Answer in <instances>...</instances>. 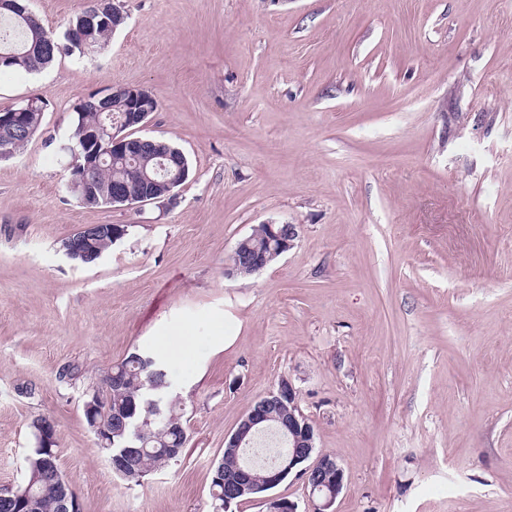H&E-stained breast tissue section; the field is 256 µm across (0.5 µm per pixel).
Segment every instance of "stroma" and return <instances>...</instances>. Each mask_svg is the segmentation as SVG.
<instances>
[{"mask_svg":"<svg viewBox=\"0 0 512 512\" xmlns=\"http://www.w3.org/2000/svg\"><path fill=\"white\" fill-rule=\"evenodd\" d=\"M91 4L31 0L57 36ZM121 4L95 52L0 74V107L46 104L0 160V486L45 417L81 512H211L225 435L287 378L346 469L336 512H512V0ZM118 83L157 102L140 136L188 158L175 203L68 187L74 110ZM267 222L298 225L293 248L226 276ZM87 224L128 227L92 267L60 249ZM186 324L184 455L124 482L84 391Z\"/></svg>","mask_w":512,"mask_h":512,"instance_id":"stroma-1","label":"stroma"}]
</instances>
